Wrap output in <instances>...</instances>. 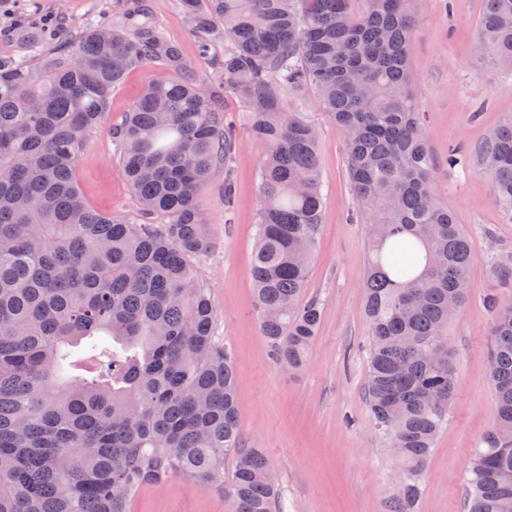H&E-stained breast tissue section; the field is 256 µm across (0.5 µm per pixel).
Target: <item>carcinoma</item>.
Returning a JSON list of instances; mask_svg holds the SVG:
<instances>
[{"label":"carcinoma","mask_w":512,"mask_h":512,"mask_svg":"<svg viewBox=\"0 0 512 512\" xmlns=\"http://www.w3.org/2000/svg\"><path fill=\"white\" fill-rule=\"evenodd\" d=\"M353 2L179 0L204 78L145 0H115L112 23L0 61V512H127L173 475L223 493L226 512H285L270 459L243 441L232 356L192 261L217 246L199 195L237 146L230 93L264 149L252 267L262 335L275 363L303 365L321 319L303 299L323 207L309 88L345 134L366 214L365 401L405 467L389 512H414L454 398L443 330L449 304L475 291L473 256L436 200L412 92L422 0ZM478 30L480 52L511 70L512 0H485ZM144 63L168 76L113 132L131 221L92 209L76 171L112 90ZM474 158L512 220V118ZM493 271L512 288V253ZM482 300L497 408L468 465L466 510L512 512V296Z\"/></svg>","instance_id":"carcinoma-1"}]
</instances>
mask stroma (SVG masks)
I'll return each mask as SVG.
<instances>
[{
    "label": "stroma",
    "mask_w": 512,
    "mask_h": 512,
    "mask_svg": "<svg viewBox=\"0 0 512 512\" xmlns=\"http://www.w3.org/2000/svg\"><path fill=\"white\" fill-rule=\"evenodd\" d=\"M148 3L168 36L192 63H199L198 44L182 20L178 0ZM483 8L484 0H424L410 53L415 96L438 160L434 192L469 237L475 288L447 328L456 390L425 466L417 512H465V471L496 410L486 357L492 317L482 297L502 290L491 259L512 253V222L494 204L491 183L477 164L448 165L450 148H472L512 117V71L487 66L476 53ZM59 16L69 31L91 22L108 23L112 0H0V59L30 55L34 39L50 35L44 20ZM164 76V70L151 64L129 72L112 93L108 119L86 140L77 178L93 209L114 215L133 211L112 129L147 81ZM224 109L236 124L238 145L230 163L235 195L225 203L220 175L204 187L202 199L217 247L194 266L213 300L217 333L234 358L242 436L270 458L288 512H388L403 470L365 403L367 235L347 177L345 136L323 112L318 96L308 93L306 110L319 129L323 209L303 297L318 301L322 319L304 365L288 369L270 359L254 306L251 266L263 148L249 135L241 100L226 95ZM128 512H225L224 496L174 475L140 489Z\"/></svg>",
    "instance_id": "1"
}]
</instances>
